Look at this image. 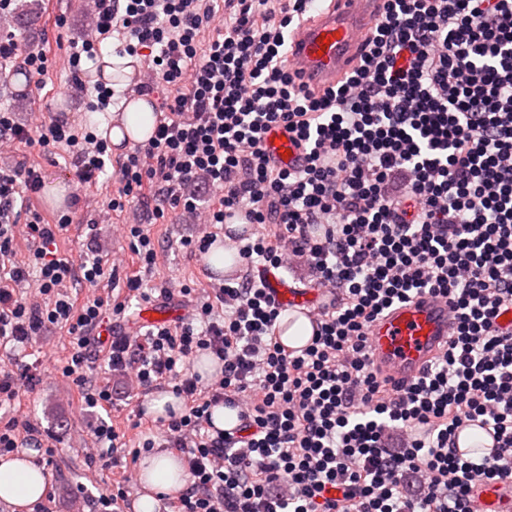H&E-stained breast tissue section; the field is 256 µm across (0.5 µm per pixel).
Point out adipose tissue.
Segmentation results:
<instances>
[{
    "mask_svg": "<svg viewBox=\"0 0 512 512\" xmlns=\"http://www.w3.org/2000/svg\"><path fill=\"white\" fill-rule=\"evenodd\" d=\"M153 122L146 101L130 103L119 125L113 126L110 139L120 144L124 136L145 141ZM31 451H24L0 460V500L15 506L18 512L40 501L45 493L46 476L31 461ZM139 481L144 488L137 507L138 512H155L158 491H180L187 484V472L183 464L171 454L152 453L141 463Z\"/></svg>",
    "mask_w": 512,
    "mask_h": 512,
    "instance_id": "ef3b65f1",
    "label": "adipose tissue"
}]
</instances>
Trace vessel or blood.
<instances>
[{"label": "vessel or blood", "instance_id": "b4317fda", "mask_svg": "<svg viewBox=\"0 0 512 512\" xmlns=\"http://www.w3.org/2000/svg\"><path fill=\"white\" fill-rule=\"evenodd\" d=\"M382 11L383 0H325L291 38V71L312 88L335 86L357 64ZM265 145L276 163L292 168L301 165V148L286 139L282 129H271ZM259 275L283 308L297 315L310 317L323 297L322 292H308L277 272L263 269ZM454 332L455 324L445 300L418 298L394 307L371 324V356L384 375L405 387L422 374ZM474 495L478 512H512V482L481 485Z\"/></svg>", "mask_w": 512, "mask_h": 512}]
</instances>
